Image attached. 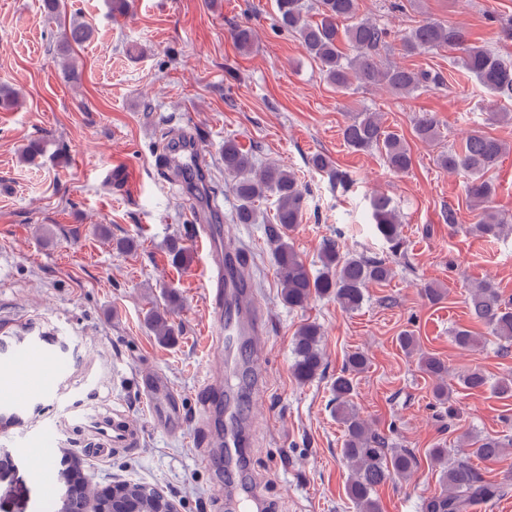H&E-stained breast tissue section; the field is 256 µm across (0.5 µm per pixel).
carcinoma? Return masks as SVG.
<instances>
[{
  "label": "carcinoma",
  "instance_id": "cac0c4a2",
  "mask_svg": "<svg viewBox=\"0 0 512 512\" xmlns=\"http://www.w3.org/2000/svg\"><path fill=\"white\" fill-rule=\"evenodd\" d=\"M45 16L59 24L57 57H70L75 48L94 37L93 25L78 18H66L64 0H42ZM358 0H275V26L299 37L305 52L321 66L325 81L339 92L353 85L382 86L389 92L408 96L423 88H439L444 79L427 70H414L399 65L380 63V50L388 44L391 31L375 19L365 18L351 25L343 22L354 17ZM239 49L246 51L254 43V30L240 25L232 31ZM408 53L450 50L459 53L457 68L474 78L489 93L512 100V64L492 50L470 43L463 29L425 19L411 25L401 38ZM414 136L425 143L439 137V121L432 112H421L413 119ZM345 144L356 151L377 149L389 170L399 173L412 166L410 149L400 134L388 130L379 113L363 110L342 128ZM506 151L505 144L482 130L470 132L460 148L438 156L439 165L450 172L466 175L465 198L475 222L469 231L480 237H497L504 222L493 206L494 187L488 173ZM312 167L346 188L349 181L330 156L316 153ZM224 173L233 179L237 198L234 214L238 224H254L257 203L276 197L274 222L267 225V244L276 266L281 297L290 308H302L314 297H332L346 311L359 309L366 288L383 284L393 276L392 257L402 246V227L389 197L380 194L370 201V223L392 252V255L344 253L334 239L324 241L321 248V271L314 275L299 258L289 242V233L301 223L304 192L295 173L279 165L255 167L253 156L235 141H224ZM168 256L176 267L190 263L191 255L177 240L169 243ZM467 305L473 320L485 325L501 343L504 352L512 347V308L492 280L475 284L468 292ZM171 310H153L149 321L156 336L164 342L172 339L175 328ZM321 329L314 322L298 328L293 338V375L308 382L322 374L324 353L320 345ZM453 342L461 348H476L481 338L473 331L460 328ZM421 368L438 380L433 394L448 409V418L456 415V406L444 378L448 365L433 354L419 358ZM368 358L360 351L347 356L345 365L331 384L334 413L343 427L341 455L349 469L347 494L357 512H381L377 488L395 478H405L417 465L416 456L408 450L389 447L387 436L363 419L353 405L355 376L363 372ZM466 389H482L488 377L478 367L459 375ZM512 448V435H472L460 456H450L448 449L435 444L427 450L429 459L440 469V490L423 498L420 512H470L478 503L500 499L509 493V484L487 481L471 459L495 462ZM64 481L70 493L55 504V512H122L130 499L140 504L142 512H160L159 491L137 480H122L114 493L105 495L91 483L81 462L70 464Z\"/></svg>",
  "mask_w": 512,
  "mask_h": 512
}]
</instances>
